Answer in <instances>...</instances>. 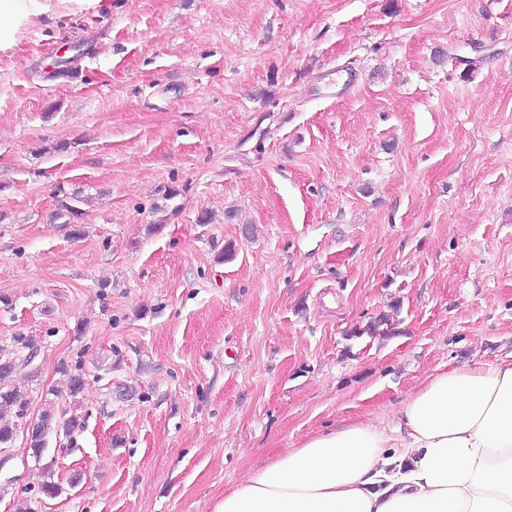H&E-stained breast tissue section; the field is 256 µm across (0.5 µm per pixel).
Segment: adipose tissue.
<instances>
[{
	"label": "adipose tissue",
	"instance_id": "obj_1",
	"mask_svg": "<svg viewBox=\"0 0 512 512\" xmlns=\"http://www.w3.org/2000/svg\"><path fill=\"white\" fill-rule=\"evenodd\" d=\"M107 0H0V56L43 20ZM218 512H512V362L426 377L396 417L309 437L224 493Z\"/></svg>",
	"mask_w": 512,
	"mask_h": 512
}]
</instances>
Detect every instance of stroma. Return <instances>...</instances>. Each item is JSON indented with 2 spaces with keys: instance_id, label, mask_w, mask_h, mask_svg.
Returning a JSON list of instances; mask_svg holds the SVG:
<instances>
[{
  "instance_id": "stroma-1",
  "label": "stroma",
  "mask_w": 512,
  "mask_h": 512,
  "mask_svg": "<svg viewBox=\"0 0 512 512\" xmlns=\"http://www.w3.org/2000/svg\"><path fill=\"white\" fill-rule=\"evenodd\" d=\"M17 336L39 373L14 378L0 512H217L302 440L392 419L439 365L511 362L512 0L44 20L0 57ZM49 398L81 427L37 460Z\"/></svg>"
}]
</instances>
